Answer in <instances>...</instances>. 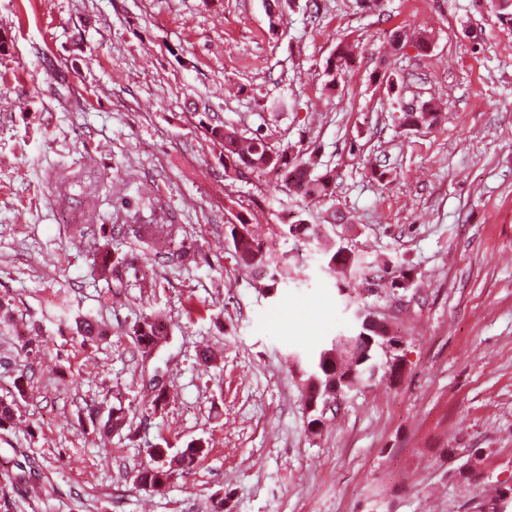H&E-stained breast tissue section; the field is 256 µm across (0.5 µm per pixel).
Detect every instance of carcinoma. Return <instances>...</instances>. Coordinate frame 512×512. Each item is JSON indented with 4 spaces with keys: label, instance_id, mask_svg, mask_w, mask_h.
I'll list each match as a JSON object with an SVG mask.
<instances>
[{
    "label": "carcinoma",
    "instance_id": "cac0c4a2",
    "mask_svg": "<svg viewBox=\"0 0 512 512\" xmlns=\"http://www.w3.org/2000/svg\"><path fill=\"white\" fill-rule=\"evenodd\" d=\"M351 67V53L348 45L340 41L336 44L334 60L327 63L328 87L333 89L338 79L346 75ZM438 121V112L424 104L418 109H408L404 113V123L413 128H429ZM206 136L220 147L219 156L228 162L244 166L247 174L265 173L273 174L288 189H294L314 198H324L329 195L330 175L312 176L307 163L299 155L292 152L288 146L275 148L268 143L267 138L261 135L247 137L235 126L228 124L200 122ZM226 240L228 247L234 253L238 264L246 270H261L266 273L269 281L276 284L280 280L291 277L292 268L288 261L271 250L264 248L262 240L256 237L253 224L241 213L234 214V221L227 225ZM322 224H309L302 221L296 225L273 224L272 234L286 238L291 237L296 242L303 239L313 241L320 248L326 259V270L336 278L340 293L352 278H360L367 288L373 290L387 283L390 288H396L400 281L411 279L412 269L404 264L387 260L382 265L365 266L360 257L344 250L336 243L334 237H322L320 232ZM176 232L174 224L154 225V234L148 243L149 252L146 260L157 262L169 260L174 257L185 258L188 251L184 250L177 255L169 252L168 247ZM122 261L112 257L108 248L101 253L98 264L99 275L108 282L121 280L120 269ZM371 315L365 311V317L359 321L358 332L351 336H338L328 347H323L310 358L309 363L303 367L302 381L314 386L325 393L335 386L336 381L345 378L354 388L362 387L370 381L368 366L379 363L378 355L386 353L385 336L389 333L388 325L373 323L367 320ZM168 335L166 318L158 312L146 313L137 320L129 330V336L136 344L142 356H147L159 346L164 336ZM167 400L163 389L155 391L153 396L144 404L146 416L155 415L162 410ZM126 424V414L123 408H112L103 424L102 433L112 434ZM206 452L203 443L193 441L185 447L170 454V448L154 447L148 449V455L154 465L145 466L137 470L134 476L138 484H150V489L157 491L168 484L175 472L189 466L195 459Z\"/></svg>",
    "mask_w": 512,
    "mask_h": 512
}]
</instances>
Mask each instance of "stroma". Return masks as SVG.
I'll return each instance as SVG.
<instances>
[{
	"instance_id": "stroma-1",
	"label": "stroma",
	"mask_w": 512,
	"mask_h": 512,
	"mask_svg": "<svg viewBox=\"0 0 512 512\" xmlns=\"http://www.w3.org/2000/svg\"><path fill=\"white\" fill-rule=\"evenodd\" d=\"M281 14L273 32L266 0H0L11 512H212L219 498L224 512H481L512 485V21L474 0H284ZM341 37L357 57L330 90ZM427 101L437 123L406 129ZM205 114L299 148L330 173L329 197L225 178ZM234 209L305 283L271 290L239 266ZM337 214L365 262L394 258L415 281L369 297L351 282L402 337L404 372L350 392L314 434L293 359L352 333L353 311L318 253L269 227ZM134 221L180 225L188 258L148 263L119 231ZM107 244L140 271L119 291L98 275ZM153 310L170 337L145 359L129 329ZM78 316L104 335L83 340ZM156 385L167 405L143 417ZM119 405L127 424L101 441L88 415ZM193 440L206 453L163 492L134 481L147 448Z\"/></svg>"
}]
</instances>
